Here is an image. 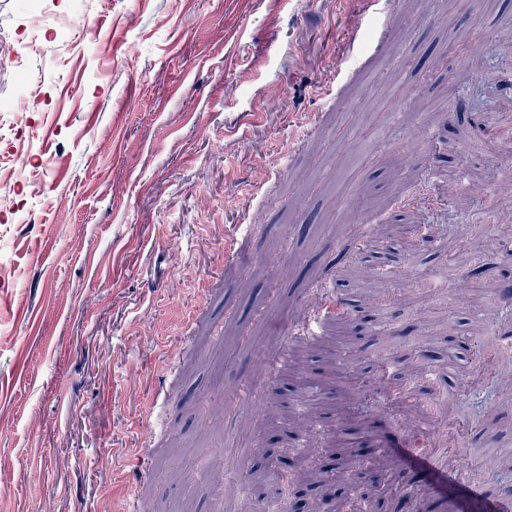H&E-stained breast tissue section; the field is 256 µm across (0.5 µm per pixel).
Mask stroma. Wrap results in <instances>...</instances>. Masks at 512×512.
I'll list each match as a JSON object with an SVG mask.
<instances>
[{
  "label": "stroma",
  "instance_id": "obj_1",
  "mask_svg": "<svg viewBox=\"0 0 512 512\" xmlns=\"http://www.w3.org/2000/svg\"><path fill=\"white\" fill-rule=\"evenodd\" d=\"M509 15L512 0H402L365 66L377 22L360 0H0V53L24 63L0 70V105L28 103L22 150L0 138V169L16 173L15 206L0 211V512H125L118 463L151 468L160 512H241L277 495L275 474L246 465L269 417L294 416L310 384L323 388L310 408L324 434L362 431L398 461L391 429L430 424L486 496L504 495L512 404L490 378L474 390L422 378L359 420L343 405L355 390L385 394L381 360L406 375L425 351L444 369L455 341L473 359L499 346L512 360L495 301L512 223L476 201L449 207L408 258L390 245L406 233L393 210L375 211L367 222L385 237L366 254L397 273L392 291L339 278L335 257L359 245L337 207L356 209L365 190L385 201L399 175L512 197V135L496 123L512 113ZM463 65L484 81L449 85ZM232 230L255 258L228 279ZM304 263L389 327L337 334L299 381L280 357L309 291ZM217 325L254 342L211 335ZM240 381L247 411L211 425ZM154 417L172 419L179 452ZM215 451L240 467L220 498L203 476ZM393 477L414 482L412 512H443L423 469L398 461Z\"/></svg>",
  "mask_w": 512,
  "mask_h": 512
}]
</instances>
